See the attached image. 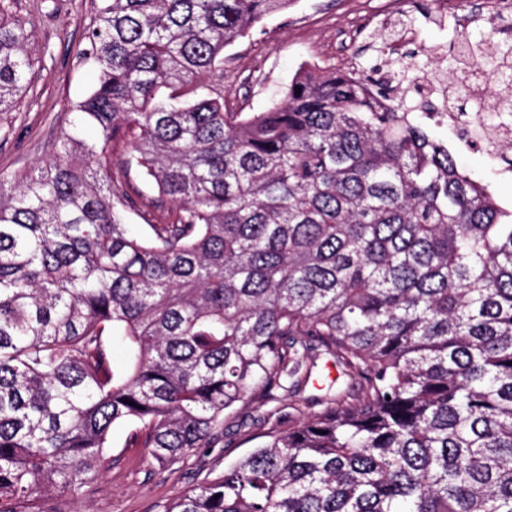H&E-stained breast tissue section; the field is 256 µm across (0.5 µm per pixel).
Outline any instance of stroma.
Returning a JSON list of instances; mask_svg holds the SVG:
<instances>
[{
	"label": "stroma",
	"mask_w": 512,
	"mask_h": 512,
	"mask_svg": "<svg viewBox=\"0 0 512 512\" xmlns=\"http://www.w3.org/2000/svg\"><path fill=\"white\" fill-rule=\"evenodd\" d=\"M408 13L390 12L385 0H292L224 52V70L213 81L224 84L229 101L259 112L281 100L301 64L339 67L343 62L381 67L378 49L401 44L405 61L424 62L428 51L448 58L453 18L431 17V0H413ZM9 11L35 30L31 47L32 80L13 107L0 113V174L29 170L54 152L58 130L75 120L73 107L94 81L89 64L77 56L93 17L92 0H10ZM459 162L475 179L490 184L504 205L512 206V173L506 174L483 152L456 145ZM344 388L333 358L318 356L314 378L303 391L282 396L277 404L283 424L309 411L310 398L329 384ZM262 410L239 409L224 422L221 446L200 448L160 466L148 449L127 445L128 427L112 431L104 471L94 483L61 502L62 512H165L173 496L222 472L262 442Z\"/></svg>",
	"instance_id": "35a3bbf8"
}]
</instances>
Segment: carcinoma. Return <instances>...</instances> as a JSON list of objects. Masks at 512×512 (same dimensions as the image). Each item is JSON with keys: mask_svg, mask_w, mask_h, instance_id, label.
<instances>
[{"mask_svg": "<svg viewBox=\"0 0 512 512\" xmlns=\"http://www.w3.org/2000/svg\"><path fill=\"white\" fill-rule=\"evenodd\" d=\"M289 3L93 0L94 136L70 123L0 176V512H60L116 426L160 465L210 447L318 350L355 393L165 512H512V207L421 121L440 106L408 71L303 66L261 112L206 81ZM32 40L0 0V112ZM476 63L512 85L511 44ZM133 173L175 205L141 235Z\"/></svg>", "mask_w": 512, "mask_h": 512, "instance_id": "carcinoma-1", "label": "carcinoma"}]
</instances>
